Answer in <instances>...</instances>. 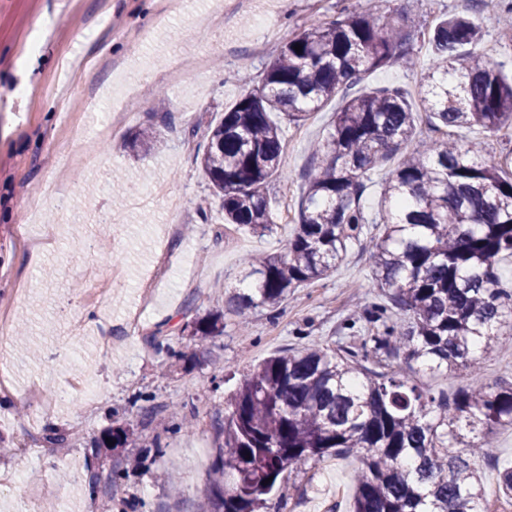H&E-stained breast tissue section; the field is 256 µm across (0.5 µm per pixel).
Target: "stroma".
Returning a JSON list of instances; mask_svg holds the SVG:
<instances>
[{"label": "stroma", "instance_id": "stroma-1", "mask_svg": "<svg viewBox=\"0 0 512 512\" xmlns=\"http://www.w3.org/2000/svg\"><path fill=\"white\" fill-rule=\"evenodd\" d=\"M373 10L393 18L413 41L423 64L428 34L438 19L471 14L483 30L485 56L512 78V43L501 40L512 12L498 0H0V373L19 393L0 405V512H26L24 493L35 490V512H99L86 476L121 465L114 499H140L146 512H206L218 475L217 418L242 375L282 351L318 342L362 344L371 326L348 330L364 301L379 298L372 281L367 225L359 242L330 277L295 289L278 315L259 307L241 328L228 304L251 259L282 252L297 220L301 175L311 148L327 135L335 111L327 106L305 121L283 123L284 178L267 189L275 225L258 234L225 223L221 201L200 165L208 126L225 108L254 90L265 66L288 38L312 19L341 10ZM44 38L31 57L34 37ZM419 69L393 64L366 73L360 89L397 88L415 99ZM160 139L151 150L133 147L139 131ZM160 183L167 201L137 207L132 192ZM52 232L38 266L32 237ZM124 283L110 280L113 265ZM151 297L139 310V291ZM220 310L224 333L205 341L189 336L194 318ZM121 341L102 349L97 326ZM136 315L126 326L128 315ZM160 334L155 348L147 338ZM186 352L183 361L167 350ZM394 370L423 389L453 393L512 381V339L483 357L477 371L424 373L394 360ZM94 391L82 410L76 381ZM39 388L51 401L43 413L29 395ZM150 394L159 410L142 422L132 402ZM194 415L192 431L174 429L169 407ZM135 430L125 448L93 453L91 443L112 422ZM68 437L61 453L50 433ZM162 455H153V444ZM357 454L326 456L303 466L276 492L283 512H349Z\"/></svg>", "mask_w": 512, "mask_h": 512}]
</instances>
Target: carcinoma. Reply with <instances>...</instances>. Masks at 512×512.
Wrapping results in <instances>:
<instances>
[{"instance_id": "1", "label": "carcinoma", "mask_w": 512, "mask_h": 512, "mask_svg": "<svg viewBox=\"0 0 512 512\" xmlns=\"http://www.w3.org/2000/svg\"><path fill=\"white\" fill-rule=\"evenodd\" d=\"M481 38L466 15L440 19L416 105L397 89L342 97L313 149L318 163L285 252L254 258L242 278L246 292L233 296L238 325H247L245 311L276 312L295 289L330 276L366 224L383 225L372 240V279L405 324L372 302L366 314L376 333L360 348L314 344L243 375L217 423L224 484L214 486L210 512H260L293 471L353 448L363 454L352 512H479L484 486L473 460L493 457L490 434L512 427V382L461 386L442 398L398 377L390 360L475 371L474 346L488 354L512 336V284L498 269L500 256L512 255V160L484 163L480 144L458 143L464 128L512 129V83L479 50ZM414 56L412 41L366 11L317 19L289 37L259 87L209 128L200 164L222 197L224 221L260 234L274 223L266 190L282 175L284 139L272 114L303 121L363 74L411 66ZM423 116L447 139H423L418 151L402 153L420 136ZM398 154L370 219L363 193ZM219 321L218 314L192 321V335L221 332ZM133 435L114 426L94 450L123 448ZM119 477L114 470L104 482L92 472L88 487L106 498ZM497 485L512 499V465L498 470Z\"/></svg>"}]
</instances>
